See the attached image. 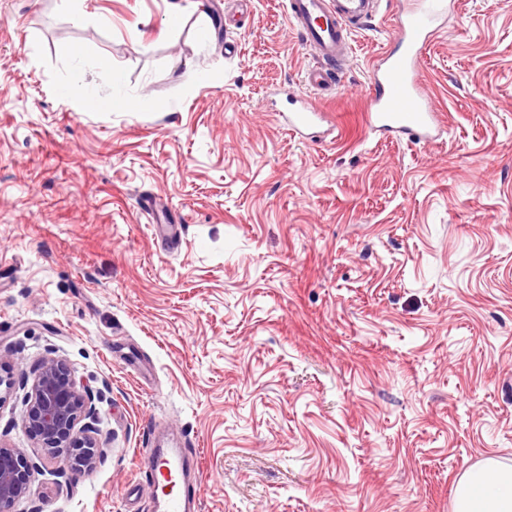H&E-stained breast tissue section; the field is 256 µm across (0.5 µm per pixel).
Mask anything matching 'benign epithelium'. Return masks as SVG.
Segmentation results:
<instances>
[{"label": "benign epithelium", "mask_w": 512, "mask_h": 512, "mask_svg": "<svg viewBox=\"0 0 512 512\" xmlns=\"http://www.w3.org/2000/svg\"><path fill=\"white\" fill-rule=\"evenodd\" d=\"M22 428L50 457L75 471H91L101 446L85 420L96 419L91 393L78 386L65 360L48 351L26 396ZM33 464L21 448L0 443V512H17L28 494Z\"/></svg>", "instance_id": "7a95c632"}]
</instances>
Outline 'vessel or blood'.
<instances>
[{
  "mask_svg": "<svg viewBox=\"0 0 512 512\" xmlns=\"http://www.w3.org/2000/svg\"><path fill=\"white\" fill-rule=\"evenodd\" d=\"M381 4L382 0H286L291 24L320 60L305 72L312 89L337 85L336 65L348 58L351 27L373 20ZM453 7V0H401L387 36L388 47L368 73L365 121L370 130L412 142L440 134V114L421 85L419 64ZM280 120L287 130L309 141L333 132L327 113L311 98L300 99L298 107L281 113ZM145 453L151 462L153 512H194L195 494L183 482L184 448L149 447Z\"/></svg>",
  "mask_w": 512,
  "mask_h": 512,
  "instance_id": "vessel-or-blood-1",
  "label": "vessel or blood"
}]
</instances>
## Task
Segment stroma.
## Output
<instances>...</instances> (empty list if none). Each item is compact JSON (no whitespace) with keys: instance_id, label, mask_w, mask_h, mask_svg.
Here are the masks:
<instances>
[{"instance_id":"1","label":"stroma","mask_w":512,"mask_h":512,"mask_svg":"<svg viewBox=\"0 0 512 512\" xmlns=\"http://www.w3.org/2000/svg\"><path fill=\"white\" fill-rule=\"evenodd\" d=\"M393 13L352 32L312 143L273 114L312 62L283 0H0V374L66 359L103 448L59 473L8 400L20 512H150L157 423L199 512H452L465 470L512 465V0L434 39L432 144L365 124Z\"/></svg>"}]
</instances>
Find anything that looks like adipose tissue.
<instances>
[{"instance_id":"1","label":"adipose tissue","mask_w":512,"mask_h":512,"mask_svg":"<svg viewBox=\"0 0 512 512\" xmlns=\"http://www.w3.org/2000/svg\"><path fill=\"white\" fill-rule=\"evenodd\" d=\"M453 512H512V466L489 459L467 470L457 483Z\"/></svg>"}]
</instances>
